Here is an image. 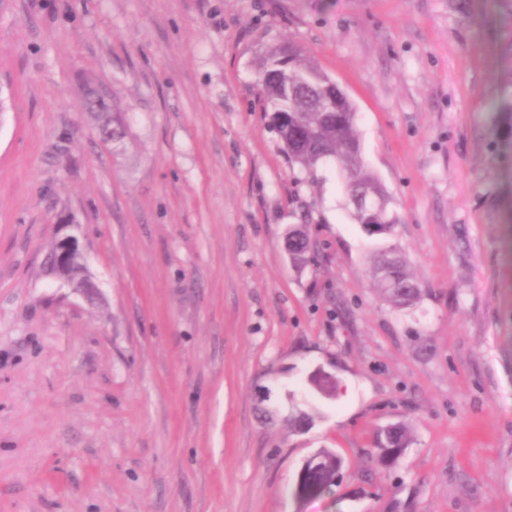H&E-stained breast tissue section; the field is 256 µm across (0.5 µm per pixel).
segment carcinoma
Returning <instances> with one entry per match:
<instances>
[{"label": "carcinoma", "instance_id": "cac0c4a2", "mask_svg": "<svg viewBox=\"0 0 512 512\" xmlns=\"http://www.w3.org/2000/svg\"><path fill=\"white\" fill-rule=\"evenodd\" d=\"M279 48L265 56L258 73L257 84L265 111H284L286 122L274 126L283 144L288 163L298 165L314 174L318 165L332 161L337 164L347 194L359 188L373 195L381 190L374 174L364 165L362 147L357 132V108L343 94L337 108L325 111L315 86L329 80L318 65L302 54H297L288 65V80L272 76ZM376 271L380 288L397 307L413 304L419 294L417 283L395 253L387 257L376 255ZM407 427L398 426L392 435L391 447H378L379 460L396 464L407 447ZM322 471L309 489L294 488L296 498L304 500L320 496L336 486L339 457L329 448L322 449Z\"/></svg>", "mask_w": 512, "mask_h": 512}]
</instances>
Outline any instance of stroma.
<instances>
[{
	"label": "stroma",
	"instance_id": "obj_1",
	"mask_svg": "<svg viewBox=\"0 0 512 512\" xmlns=\"http://www.w3.org/2000/svg\"><path fill=\"white\" fill-rule=\"evenodd\" d=\"M284 42L357 106L410 308L335 165L288 164ZM70 233L92 293L44 273ZM0 512H512V0H0ZM385 266L390 268L389 273L392 277L387 276ZM376 271L380 288L384 290L390 302L395 306L406 307L417 300L420 294L418 285L407 271L403 261L394 253V250L387 254L385 260L377 253ZM387 282H392L394 286L389 288ZM407 427L398 426L395 427L392 435L391 448L381 447V437L377 443V449L379 450V460L386 463L387 465L396 464L402 456L405 448L407 447ZM324 456L322 471L316 478L314 484L310 489H303L298 487L297 484L294 488V495L296 498L304 500L312 497L320 496L326 492H329L333 487L336 486L338 480H336L337 474V463L340 460L336 453L329 448H323L322 452L319 450L309 455L302 463L297 481L301 482L314 471L320 464Z\"/></svg>",
	"mask_w": 512,
	"mask_h": 512
}]
</instances>
